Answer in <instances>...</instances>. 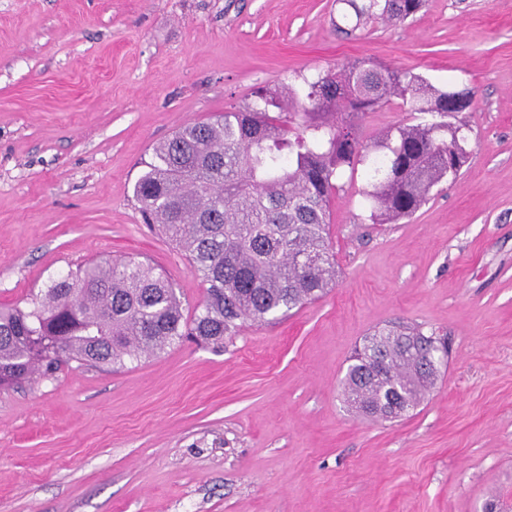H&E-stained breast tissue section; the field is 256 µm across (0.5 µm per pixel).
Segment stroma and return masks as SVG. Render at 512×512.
<instances>
[{
    "instance_id": "stroma-1",
    "label": "stroma",
    "mask_w": 512,
    "mask_h": 512,
    "mask_svg": "<svg viewBox=\"0 0 512 512\" xmlns=\"http://www.w3.org/2000/svg\"><path fill=\"white\" fill-rule=\"evenodd\" d=\"M342 0H0V308L133 256L204 298L133 185L182 125L357 59L473 89L469 158L411 218L330 207L339 283L223 348L62 365L0 389V512H512V0H424L354 36ZM392 322L448 338L401 418L348 407L356 349Z\"/></svg>"
}]
</instances>
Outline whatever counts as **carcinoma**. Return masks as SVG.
<instances>
[{"label":"carcinoma","instance_id":"carcinoma-1","mask_svg":"<svg viewBox=\"0 0 512 512\" xmlns=\"http://www.w3.org/2000/svg\"><path fill=\"white\" fill-rule=\"evenodd\" d=\"M358 29L385 16L406 20L422 0H345ZM259 89V103L179 128L153 147L133 186L143 222L186 256L205 286L184 314L174 284L145 261L90 262L30 300L0 310V389L71 361L122 366L184 341L224 346L242 323H268L338 284L329 208L348 168L385 159L363 195L372 223L412 217L434 186L467 160L462 125L447 121L451 91L366 60L306 82ZM330 93L319 92L323 86ZM401 100L431 120L398 123L366 142V114ZM445 341L419 325L375 330L348 367L344 393L355 411L392 420L424 401Z\"/></svg>","mask_w":512,"mask_h":512}]
</instances>
